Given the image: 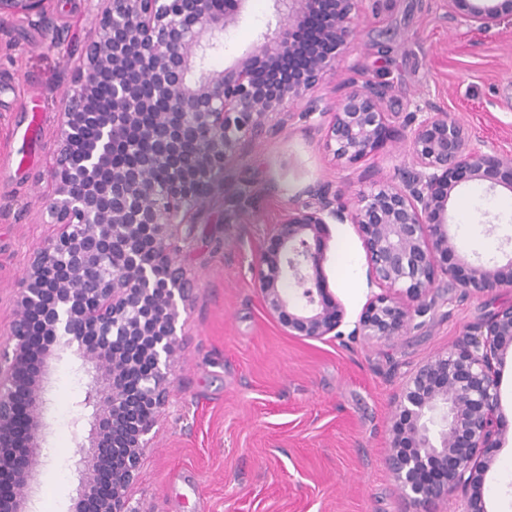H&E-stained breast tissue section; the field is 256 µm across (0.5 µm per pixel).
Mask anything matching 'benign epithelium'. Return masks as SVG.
Listing matches in <instances>:
<instances>
[{
  "instance_id": "benign-epithelium-1",
  "label": "benign epithelium",
  "mask_w": 512,
  "mask_h": 512,
  "mask_svg": "<svg viewBox=\"0 0 512 512\" xmlns=\"http://www.w3.org/2000/svg\"><path fill=\"white\" fill-rule=\"evenodd\" d=\"M247 2L94 0L98 27L77 61L66 62L70 86L59 102L54 190L45 205L57 229L33 252L16 288V316L0 340V447L19 426L20 400L29 414L28 447L16 459L0 450V468L12 470L16 486L13 512H30L36 449L47 430V365L24 374L39 313L44 361L68 351L93 372L82 400L92 408L89 439L75 462L80 509L139 512L128 490L168 402L192 289L173 242L222 189L224 163L285 123L293 102L336 78L352 42L356 0H272L275 24L234 63L210 68L208 56ZM319 3V30L302 45L298 23ZM448 13L488 33L503 8L448 0ZM3 14L52 28L49 0H0ZM106 91L110 104L91 109ZM419 112L400 134L412 154L400 184H375L350 208L318 186L312 202L274 227L279 250L259 255L254 285L288 335H341L345 310L323 267L331 224L356 227L370 286L379 289L355 336L401 335L428 312L427 298L442 280L465 292L512 288V278L482 263L465 278L447 263L457 250L447 228L452 193L493 174L512 192V156L481 150L459 121L429 103ZM391 116L379 86L353 88L324 128V147L333 159L356 163L390 136ZM510 349L511 303L420 365L395 397L385 464L414 505L460 493L464 512H484L487 451L507 433L499 377Z\"/></svg>"
}]
</instances>
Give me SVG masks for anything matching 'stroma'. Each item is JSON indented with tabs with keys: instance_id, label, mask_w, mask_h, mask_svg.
<instances>
[{
	"instance_id": "obj_1",
	"label": "stroma",
	"mask_w": 512,
	"mask_h": 512,
	"mask_svg": "<svg viewBox=\"0 0 512 512\" xmlns=\"http://www.w3.org/2000/svg\"><path fill=\"white\" fill-rule=\"evenodd\" d=\"M270 0H249L209 65L222 69L250 50L271 15ZM59 34L37 25L0 22V338L15 314L14 295L30 253L52 232L42 221L51 192L46 173L59 122L57 97L95 19L86 0H52ZM353 43L335 81L293 105L285 127L224 174L223 198L196 218L179 261L195 288L173 368L169 404L146 452L132 502L141 512H418L384 463L395 408L392 398L430 357L458 343L512 288L464 295L437 284L434 304L389 341L353 335L371 293L362 242L351 224H333L324 272L346 310L341 333L324 340L286 334L263 310L254 263L271 251L276 224L309 201L321 183L348 205L355 193L399 181L411 164L391 138L355 164L323 148L320 111H333L351 87L383 88L394 128L411 124L432 103L459 120L474 140L512 155V15L492 34L469 31L448 14V0H357ZM319 111L307 115L309 103ZM247 196L252 220L224 221L225 205ZM512 197L488 181L458 187L448 205L459 273L480 261L512 276ZM468 206L479 229L461 223ZM80 362L50 363L49 429L31 501L33 512H67L78 496L71 464L89 435L76 421L82 392L66 384ZM484 477L486 512H512V431L491 452Z\"/></svg>"
}]
</instances>
